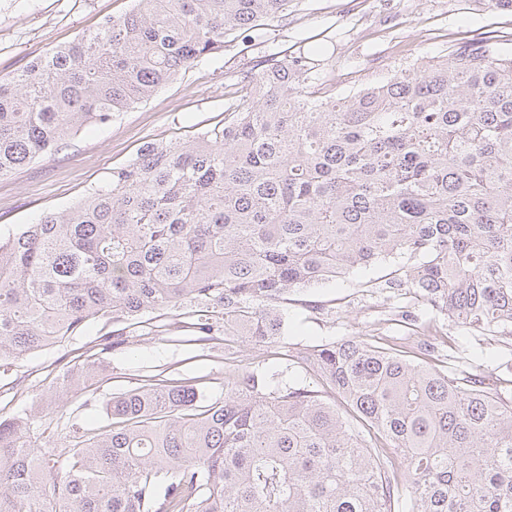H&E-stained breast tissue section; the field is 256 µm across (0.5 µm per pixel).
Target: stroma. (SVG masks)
<instances>
[{
	"label": "stroma",
	"instance_id": "obj_1",
	"mask_svg": "<svg viewBox=\"0 0 512 512\" xmlns=\"http://www.w3.org/2000/svg\"><path fill=\"white\" fill-rule=\"evenodd\" d=\"M131 7L132 0H0V78L21 73L34 59ZM480 39L512 52V11L495 8L491 0H294L287 16L272 22L267 41L228 43L146 101L115 113L108 124L82 127L60 150L0 179V232L70 207L102 185L113 168L135 159L146 143L189 137L223 123L225 109L269 54L311 55L318 62L317 89L338 94L371 86L417 58ZM389 271V263L377 262L291 295L282 348L232 336L179 345L164 333L134 332L103 354L101 380L72 390L64 408L54 409L56 382L109 331L103 322H90L73 339L0 367V417L37 410L34 426L61 452L66 442L55 417L103 427L106 398L144 376L163 371L194 381L212 399L223 397L235 373L257 364L308 384L311 375L288 360L289 346L310 349L354 336L397 345L451 372L481 367L492 375L494 393L511 399L512 337L447 329L411 297L390 295L383 287Z\"/></svg>",
	"mask_w": 512,
	"mask_h": 512
}]
</instances>
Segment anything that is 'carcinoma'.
<instances>
[{
	"mask_svg": "<svg viewBox=\"0 0 512 512\" xmlns=\"http://www.w3.org/2000/svg\"><path fill=\"white\" fill-rule=\"evenodd\" d=\"M292 0H134L0 78V178L145 101ZM308 58L271 54L224 125L147 143L62 212L0 236V366L92 319L147 316L173 342L284 343L288 295L405 256L406 288L454 329L512 335V52L488 43L321 96ZM341 396L247 368L210 399L159 373L113 393L107 429L65 451L0 418V512H512V402L363 338L299 349ZM103 370L96 353L65 387Z\"/></svg>",
	"mask_w": 512,
	"mask_h": 512,
	"instance_id": "1",
	"label": "carcinoma"
}]
</instances>
